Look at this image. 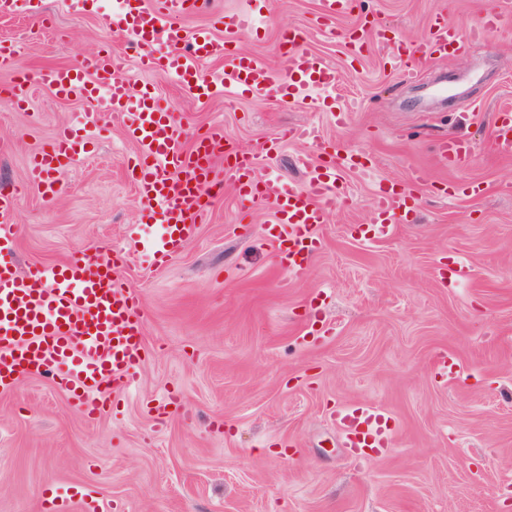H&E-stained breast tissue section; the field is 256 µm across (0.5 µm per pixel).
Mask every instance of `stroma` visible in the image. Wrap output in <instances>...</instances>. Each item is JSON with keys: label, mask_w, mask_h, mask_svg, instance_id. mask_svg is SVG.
Wrapping results in <instances>:
<instances>
[{"label": "stroma", "mask_w": 512, "mask_h": 512, "mask_svg": "<svg viewBox=\"0 0 512 512\" xmlns=\"http://www.w3.org/2000/svg\"><path fill=\"white\" fill-rule=\"evenodd\" d=\"M44 8L41 19L0 18V38L21 46L0 85L101 50L122 58L99 15L57 13L55 0ZM254 10L262 21L235 34L239 52L276 77L280 33L306 31L305 48L341 76L337 102L353 107L344 123L315 88L299 105L199 99L123 70L133 95L153 87L186 144L221 125L227 141L258 152V175L304 181L295 159L318 149L275 144L297 124L372 159L373 170L343 171L349 200L318 228L302 276L281 271L267 243L279 232L272 207L242 218L231 187L154 270L141 243L160 227L137 206L126 173L137 147L122 118L106 115L92 153L57 173L63 189L50 197L28 183L29 161L83 102L38 85L27 111L0 100V190L21 191L18 270L80 251L124 254L119 274L140 296L147 351L135 384L95 420L39 374L0 389V512H42L53 486L96 490L102 512H512V158L491 147L496 113L512 108V0H354L329 33L319 0H210L183 26L221 39ZM490 11L499 28L457 56L422 53L433 16L467 32ZM367 18L416 49L415 80L391 67L389 44L348 53L344 31ZM457 136L473 151L451 170L440 146ZM382 180L411 189L419 206L369 241ZM463 261L468 280L443 287ZM360 403L392 416L391 448L347 446L336 413Z\"/></svg>", "instance_id": "1"}]
</instances>
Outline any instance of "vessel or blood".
I'll use <instances>...</instances> for the list:
<instances>
[{
	"instance_id": "obj_1",
	"label": "vessel or blood",
	"mask_w": 512,
	"mask_h": 512,
	"mask_svg": "<svg viewBox=\"0 0 512 512\" xmlns=\"http://www.w3.org/2000/svg\"><path fill=\"white\" fill-rule=\"evenodd\" d=\"M204 8L203 0H154L151 7L135 12L119 8L102 16L105 27L121 40L124 56L142 69L160 76L176 75L199 98L211 97L215 87L225 91L251 92L263 99L271 95L294 104L309 88L333 95L340 80L334 66L303 49L306 39L298 30L285 31L280 50L284 73L272 80L256 60L238 53L234 37L215 39L210 32L187 35L181 21ZM44 14L42 0H0V14ZM500 17L490 13L481 28L463 33L446 19L430 27V49L456 54L498 27ZM190 54H182V43ZM220 57L224 72L212 78L200 68L202 60ZM39 84L58 97L83 101L85 107L75 124L63 128L53 141L36 153L29 169L32 182L45 193L59 191L55 175L86 158L90 133L104 113L124 115V134L137 146L136 158L127 169L137 186L138 205L149 218L163 226L145 245L156 268H164L195 236L223 186L234 187L248 208L273 206L278 224L279 264L289 275L300 276L317 246L316 231L337 202L346 201L339 181L350 162L334 158L312 162L301 154L299 164L308 172L299 186L278 175L257 176V155L236 150L224 141L221 127H213L186 146L177 118L162 108L150 93L133 98L131 83L111 51L85 57L72 66H48L34 76L14 81L7 89L13 109L30 101L29 87ZM496 153L512 157V113H499L494 126ZM472 145L461 138L444 142L442 155L449 166H460ZM224 155V170L215 173L213 161ZM19 197L0 192V387L13 376L35 373L51 376L65 388L87 417L100 414L109 399L103 385L130 388L144 352L140 299L117 274V263L83 253L54 265H35L17 272L6 254L13 251L12 215ZM417 197L406 188L379 187L378 221L374 237L387 236L403 212L415 209ZM337 423L351 447H387L391 434L385 410L371 404L339 411ZM54 512H95V496L86 493L72 499L67 489L57 491Z\"/></svg>"
}]
</instances>
